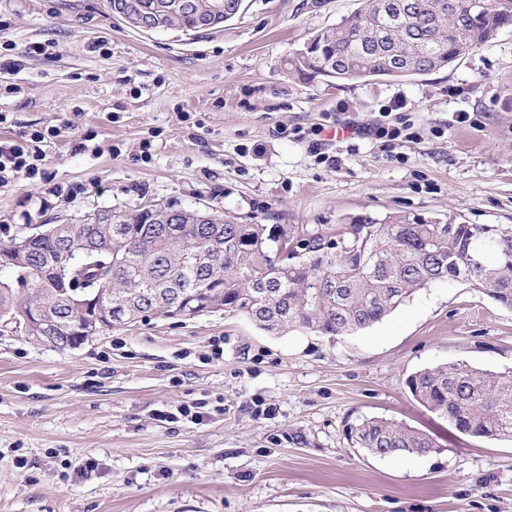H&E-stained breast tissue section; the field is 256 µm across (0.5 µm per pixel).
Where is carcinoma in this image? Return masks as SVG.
Here are the masks:
<instances>
[{
	"label": "carcinoma",
	"instance_id": "obj_1",
	"mask_svg": "<svg viewBox=\"0 0 512 512\" xmlns=\"http://www.w3.org/2000/svg\"><path fill=\"white\" fill-rule=\"evenodd\" d=\"M190 11L173 10L167 24L197 31L208 17L214 28L233 19L242 0H191ZM361 0L350 17L325 29L296 50L291 69L310 78L337 82L369 77H404L434 71L479 49L512 25V0ZM173 216L180 239L167 237L152 209L138 213L112 208L84 235L65 232L30 240L24 263L5 266L16 282L0 281V314L43 311L60 324L75 317L71 294L96 281L112 290V305L151 306L159 294L175 301L207 282L199 299L218 302L273 334L292 327L326 336L350 334L383 320L415 292L437 282L462 284L512 310V227L499 224H443L422 216L391 213L350 218L336 232L302 238L267 232L263 224H238L210 212ZM134 230L136 241L112 250L110 269H92L69 283L53 273L63 244L81 249L86 240L110 244L107 226ZM406 386L426 410L456 430L488 440L512 439V372L493 373L465 363L424 368ZM354 448L381 457L428 455L435 440L387 419L353 423Z\"/></svg>",
	"mask_w": 512,
	"mask_h": 512
}]
</instances>
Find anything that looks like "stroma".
<instances>
[{
	"mask_svg": "<svg viewBox=\"0 0 512 512\" xmlns=\"http://www.w3.org/2000/svg\"><path fill=\"white\" fill-rule=\"evenodd\" d=\"M358 7L244 0L216 30L143 33L106 0H0V139L47 135L41 177L0 184V245L155 204L298 234L393 212L512 226V26L425 75L288 69ZM395 120L409 137L375 135ZM454 362L512 370V311L445 282L333 337L221 311L66 350L0 326V512H512V441L461 434L406 387ZM193 404L201 420L178 417ZM374 417L440 452L351 447Z\"/></svg>",
	"mask_w": 512,
	"mask_h": 512,
	"instance_id": "35a3bbf8",
	"label": "stroma"
}]
</instances>
